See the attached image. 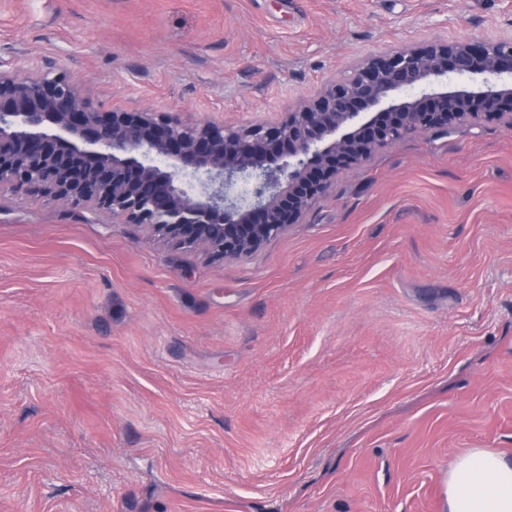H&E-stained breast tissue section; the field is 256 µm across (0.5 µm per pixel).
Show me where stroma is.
Returning a JSON list of instances; mask_svg holds the SVG:
<instances>
[{
  "label": "stroma",
  "mask_w": 512,
  "mask_h": 512,
  "mask_svg": "<svg viewBox=\"0 0 512 512\" xmlns=\"http://www.w3.org/2000/svg\"><path fill=\"white\" fill-rule=\"evenodd\" d=\"M512 37V0H0V58L101 111L271 123L365 59ZM512 462V127L340 172L216 260L0 193V512H448ZM448 512H512V463L472 448L448 469Z\"/></svg>",
  "instance_id": "stroma-1"
}]
</instances>
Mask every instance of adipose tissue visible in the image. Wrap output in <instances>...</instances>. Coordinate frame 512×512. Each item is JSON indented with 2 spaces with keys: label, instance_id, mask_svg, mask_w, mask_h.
<instances>
[{
  "label": "adipose tissue",
  "instance_id": "1",
  "mask_svg": "<svg viewBox=\"0 0 512 512\" xmlns=\"http://www.w3.org/2000/svg\"><path fill=\"white\" fill-rule=\"evenodd\" d=\"M448 512H512V463L473 448L448 469Z\"/></svg>",
  "mask_w": 512,
  "mask_h": 512
}]
</instances>
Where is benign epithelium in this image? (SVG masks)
Wrapping results in <instances>:
<instances>
[{
    "mask_svg": "<svg viewBox=\"0 0 512 512\" xmlns=\"http://www.w3.org/2000/svg\"><path fill=\"white\" fill-rule=\"evenodd\" d=\"M463 113L512 127V38L374 56L280 121L241 128L102 112L69 75L0 59V191L241 259L298 223L338 172L407 135L446 133ZM238 183L250 199L228 194Z\"/></svg>",
    "mask_w": 512,
    "mask_h": 512,
    "instance_id": "obj_1",
    "label": "benign epithelium"
}]
</instances>
